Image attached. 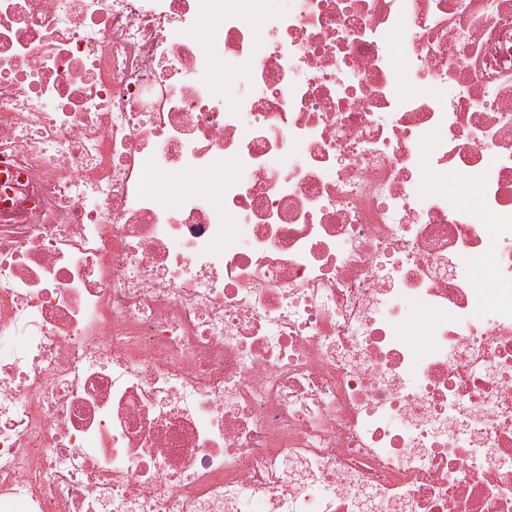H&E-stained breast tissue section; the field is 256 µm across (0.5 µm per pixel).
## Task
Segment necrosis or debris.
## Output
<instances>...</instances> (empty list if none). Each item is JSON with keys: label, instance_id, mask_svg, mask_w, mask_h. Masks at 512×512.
<instances>
[{"label": "necrosis or debris", "instance_id": "4bbe7bcc", "mask_svg": "<svg viewBox=\"0 0 512 512\" xmlns=\"http://www.w3.org/2000/svg\"><path fill=\"white\" fill-rule=\"evenodd\" d=\"M13 342L0 512H512V0H0Z\"/></svg>", "mask_w": 512, "mask_h": 512}]
</instances>
